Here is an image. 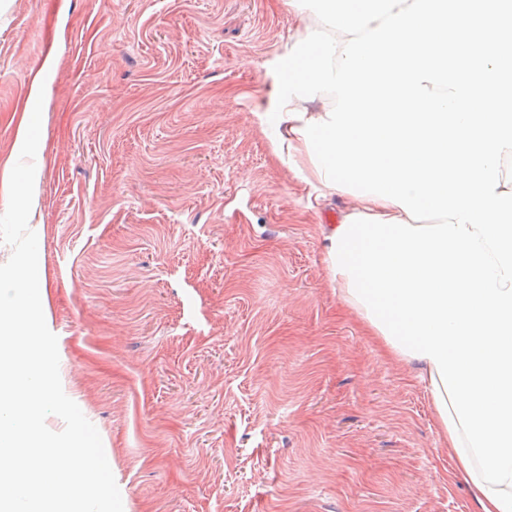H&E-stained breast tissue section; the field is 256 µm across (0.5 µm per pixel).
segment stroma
<instances>
[{"mask_svg":"<svg viewBox=\"0 0 512 512\" xmlns=\"http://www.w3.org/2000/svg\"><path fill=\"white\" fill-rule=\"evenodd\" d=\"M285 0H7L0 161L44 148L29 226L65 394L124 512H474L417 370L337 298L298 153L254 116ZM55 64L42 102L35 70ZM35 134L36 130L32 120V113L23 112L17 126L13 144V151L16 156H25L29 154Z\"/></svg>","mask_w":512,"mask_h":512,"instance_id":"stroma-1","label":"stroma"}]
</instances>
